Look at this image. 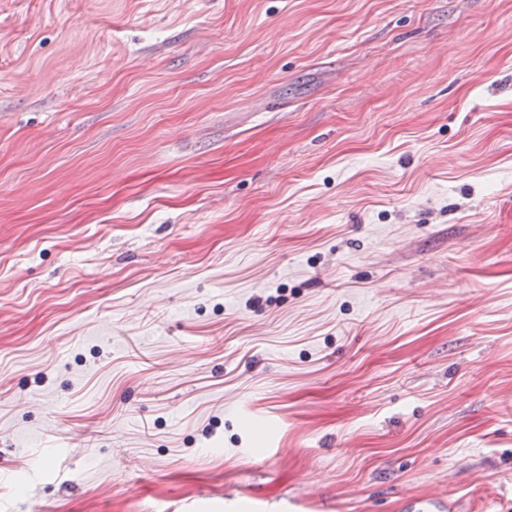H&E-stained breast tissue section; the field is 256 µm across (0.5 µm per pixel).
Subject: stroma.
Listing matches in <instances>:
<instances>
[{
  "label": "stroma",
  "instance_id": "obj_1",
  "mask_svg": "<svg viewBox=\"0 0 512 512\" xmlns=\"http://www.w3.org/2000/svg\"><path fill=\"white\" fill-rule=\"evenodd\" d=\"M512 491V0H0V512Z\"/></svg>",
  "mask_w": 512,
  "mask_h": 512
}]
</instances>
